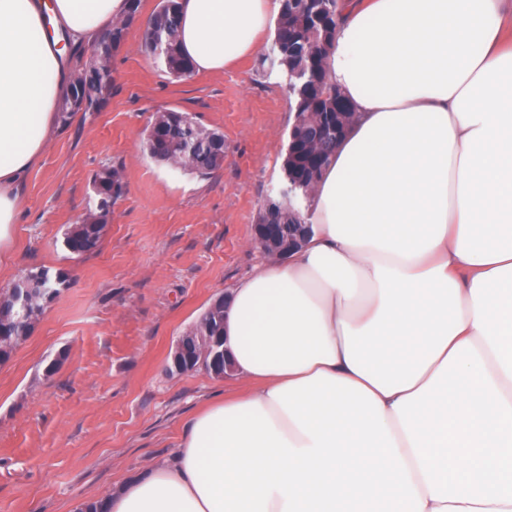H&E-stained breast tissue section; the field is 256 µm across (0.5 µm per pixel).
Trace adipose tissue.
<instances>
[{"instance_id":"adipose-tissue-1","label":"adipose tissue","mask_w":512,"mask_h":512,"mask_svg":"<svg viewBox=\"0 0 512 512\" xmlns=\"http://www.w3.org/2000/svg\"><path fill=\"white\" fill-rule=\"evenodd\" d=\"M195 71L279 0H177ZM128 0H0V263L83 50ZM357 113L306 245L230 291L251 388L107 512H512V0H359L327 55Z\"/></svg>"}]
</instances>
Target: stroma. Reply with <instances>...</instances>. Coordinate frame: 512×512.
I'll return each mask as SVG.
<instances>
[{"instance_id":"stroma-1","label":"stroma","mask_w":512,"mask_h":512,"mask_svg":"<svg viewBox=\"0 0 512 512\" xmlns=\"http://www.w3.org/2000/svg\"><path fill=\"white\" fill-rule=\"evenodd\" d=\"M159 0H141L112 57V94L53 135L23 191L0 288L26 270L67 288L0 364V512H80L130 476L171 460L192 414L239 390L228 377L169 369L179 336L263 260L251 227L280 183L293 121L284 79L248 59L177 78L144 48ZM179 110L224 137L207 178L149 159L145 128ZM123 173L101 245L77 257L69 225L94 207L92 176ZM53 375L45 369L54 358Z\"/></svg>"}]
</instances>
